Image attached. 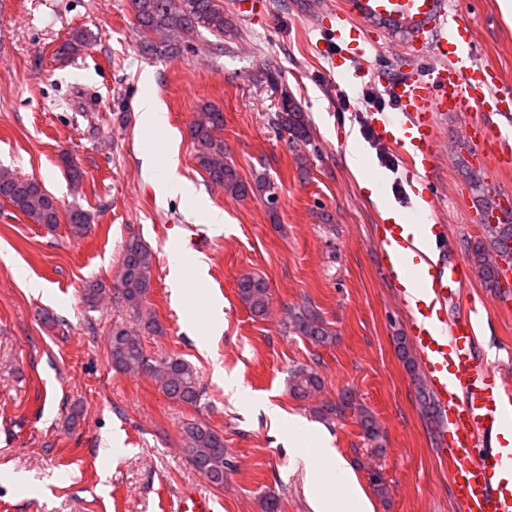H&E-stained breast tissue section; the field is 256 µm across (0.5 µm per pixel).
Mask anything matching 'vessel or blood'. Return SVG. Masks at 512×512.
<instances>
[{"instance_id": "b4317fda", "label": "vessel or blood", "mask_w": 512, "mask_h": 512, "mask_svg": "<svg viewBox=\"0 0 512 512\" xmlns=\"http://www.w3.org/2000/svg\"><path fill=\"white\" fill-rule=\"evenodd\" d=\"M335 17L334 38L358 54L372 47L365 25L405 34L417 45L416 65L398 74L376 71L397 103L393 112H372L373 135L406 159L417 194L434 205L433 176L440 156L438 122L463 120L475 156L512 169V142L489 134L478 112L512 119V86L474 56L468 10L448 0H345ZM421 239L400 224H379L375 241L380 271L406 312L408 342L426 377L438 413L436 453L448 467L452 496L462 512H512V369L477 352V327L461 299L470 274L460 260L443 257L446 230L419 225Z\"/></svg>"}]
</instances>
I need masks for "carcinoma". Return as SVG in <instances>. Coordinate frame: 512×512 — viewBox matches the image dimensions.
Returning a JSON list of instances; mask_svg holds the SVG:
<instances>
[{
  "label": "carcinoma",
  "mask_w": 512,
  "mask_h": 512,
  "mask_svg": "<svg viewBox=\"0 0 512 512\" xmlns=\"http://www.w3.org/2000/svg\"><path fill=\"white\" fill-rule=\"evenodd\" d=\"M136 25L141 33L142 50L148 55H172L180 49L179 39L184 35L205 28L222 37L224 29L231 25L224 16V5L219 0H131ZM88 42L84 31L74 30L65 39L55 55L59 59L78 57ZM265 82L280 90L279 110L274 113L272 124L288 134L292 142L305 143L310 135L307 115L288 93L282 82V73L272 64L264 68ZM224 112L205 104L199 108L195 119L188 127L194 145V158L208 176L211 183L224 188V192L235 198L261 195L274 203L278 186L263 175L254 182L244 181L236 168L225 160ZM471 188L482 196V211L496 209L488 197L489 188L467 165H462ZM0 200L22 213L31 223L54 229L66 218L68 231L75 238H83L90 230L92 217L81 208L62 212L56 197L46 191L34 179L19 175L0 167ZM482 237L468 244V256L472 268L489 288L499 287L500 270L491 262L493 253H502L512 242V219L497 224H482ZM153 253L150 246L138 236L126 240L122 263L113 286L104 288L97 282L88 283L82 292L83 304L96 308L105 295H112L117 302L137 312L144 305L153 285ZM237 293L252 316L264 317L269 309L270 294L265 278L245 274L237 280ZM295 331L309 338L318 346H328L336 340L335 334L320 315L309 307H300L289 315ZM161 332V324L153 317L141 321L135 330L124 325L112 327L109 337V352L112 369L119 373L144 371L155 379L162 392L183 404L195 406L203 396L195 369L177 355L154 358L147 354L142 337ZM323 389V380L311 366H298L290 371L288 390L298 400L315 397ZM346 411L357 419L363 438L371 445V453L380 455L382 429L373 413L357 402L351 392L345 391L336 401H326L315 409L322 419H330ZM184 436L190 448L189 461L211 484H224L226 467L224 437L201 421H190L184 425Z\"/></svg>",
  "instance_id": "carcinoma-1"
}]
</instances>
